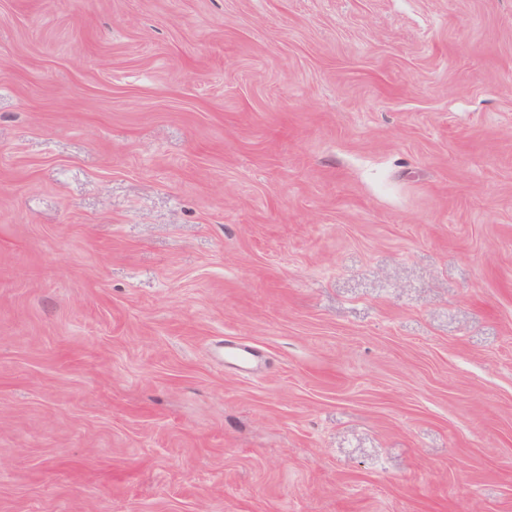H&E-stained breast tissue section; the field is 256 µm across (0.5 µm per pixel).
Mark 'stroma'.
<instances>
[{
  "instance_id": "35a3bbf8",
  "label": "stroma",
  "mask_w": 512,
  "mask_h": 512,
  "mask_svg": "<svg viewBox=\"0 0 512 512\" xmlns=\"http://www.w3.org/2000/svg\"><path fill=\"white\" fill-rule=\"evenodd\" d=\"M0 512H512V0H0Z\"/></svg>"
}]
</instances>
